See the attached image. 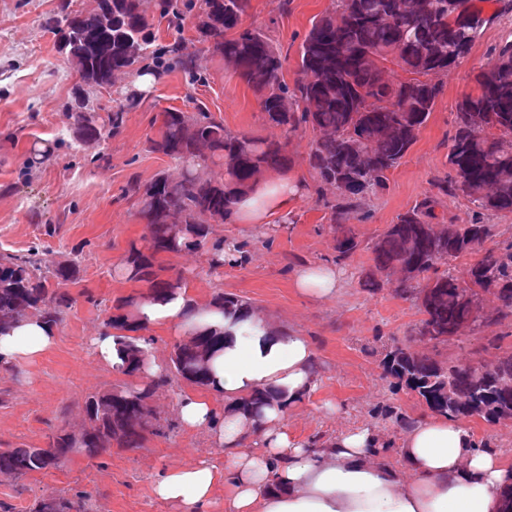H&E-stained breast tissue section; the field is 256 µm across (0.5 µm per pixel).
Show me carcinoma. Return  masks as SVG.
<instances>
[{"mask_svg": "<svg viewBox=\"0 0 512 512\" xmlns=\"http://www.w3.org/2000/svg\"><path fill=\"white\" fill-rule=\"evenodd\" d=\"M485 0H337L336 8L314 18L300 51L299 74L291 88L283 77L281 51L260 28L243 26L250 0H201L196 30L204 51L224 58L253 89L265 120L293 134L303 128L318 133L308 155L317 180L332 185L338 199L329 202L331 227L341 231L338 258L359 248L347 223L355 218L357 201L385 186L387 173L416 142L441 93L428 80L467 57L484 23ZM160 18L179 33L195 8L193 0H156ZM67 60L75 64L85 84L108 86L118 74L139 71L151 60L182 70L192 82L205 77L196 56L185 52L176 38L164 47L155 44L142 0H112V23L96 8L70 9L59 5L44 21ZM400 75L392 79L391 67ZM476 92L458 104L457 129L448 155L455 171L445 194L460 192L485 210L512 213V41L504 43L495 62L475 76ZM137 106L127 98L108 113V122L93 123L81 97L69 107L81 140L92 145L119 131L124 114ZM149 149L176 161L177 179L163 173L148 183L133 179L127 192L137 198L147 226L141 245L131 244L124 258L125 278L145 282L155 295L184 287L178 274L160 277V254L178 255L186 249L211 254L214 266L224 265V240L211 239V225L231 223L238 195L268 170L286 165L288 141L268 140L250 133H231L203 107L188 117L166 109ZM216 169L206 175L203 170ZM435 199L424 198L390 225L372 246L373 266L365 283L379 288L394 268L405 272L395 292L415 294L423 318L418 335L446 343L461 336L459 326L470 308L459 299L462 290L481 302L493 292L498 316H512V242L488 250L464 269L459 278L447 263L482 247L491 234L487 224L432 223ZM188 224L191 231L175 236L172 225ZM72 261H54L39 251L24 256L0 255V333L21 317L34 315L51 326L63 320L73 299L64 286L76 279ZM216 308L225 315L247 307L242 300L219 294ZM220 347V337L204 331L175 346L171 359L175 377L206 387L207 360ZM387 375L415 393L432 412L454 418L479 417L498 424L494 404L498 382L512 381V353L497 358L494 370L454 360L443 368L409 347L395 346L383 361ZM161 376L144 387L121 385L88 396L85 402L86 439L82 449L94 456L117 445L137 448L145 433H164V426L141 420L140 408L167 384ZM67 433L52 437L46 448H13L0 452V473L22 479L50 469L45 460L68 454ZM33 512H89L83 500L42 499Z\"/></svg>", "mask_w": 512, "mask_h": 512, "instance_id": "1", "label": "carcinoma"}]
</instances>
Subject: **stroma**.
I'll return each mask as SVG.
<instances>
[{"instance_id":"obj_1","label":"stroma","mask_w":512,"mask_h":512,"mask_svg":"<svg viewBox=\"0 0 512 512\" xmlns=\"http://www.w3.org/2000/svg\"><path fill=\"white\" fill-rule=\"evenodd\" d=\"M58 3L0 0V253L22 255L36 246L58 261L76 259L79 270L67 286L76 302L57 329L55 345L33 360L0 367V451L43 448L61 429L79 431L87 396L126 382L96 359L90 342L104 331L119 298L148 290L145 283L117 275L115 267L146 232L136 198L125 193L128 182H146L161 172L176 178L181 172L169 157L149 149L148 140L158 130L154 119L164 109L191 114L202 106L226 130L288 141L287 170L301 181L302 191L287 216L260 225H215V237L241 245L243 256L236 261L214 267L207 252L194 250L162 257L161 264L182 274L189 297L199 304L222 292L231 294L309 338L317 383L288 417L296 437L322 443L345 429L368 425L397 449L405 422L429 417L430 411L386 377L383 359L391 347L408 346L440 363L489 364L512 352V317L483 322L461 339L434 345L416 335L421 312L415 300L399 297L389 284L378 289L362 285L372 264L370 243L427 196L437 200L438 223L470 224L479 218L491 226L486 248L512 242V213L481 215L468 197L439 190L454 175L448 152L457 104L475 91L474 74L512 40V12H499L486 0L485 22L468 58L433 74L442 93L385 186L360 199L350 227L362 246L341 260L326 207L337 191L319 184L308 163L316 137L312 129L288 137L266 124L254 91L222 57L203 52L190 24L182 38L187 52L196 55L205 82L194 84L180 70L153 65L149 71L155 82L140 94L132 74L117 75L108 86H87L41 25ZM333 6L334 0H251L244 23L261 28L286 55L284 79L291 84L313 19ZM79 93L89 98L99 123L129 95H136L138 105L125 113L116 134L89 146L67 117ZM315 262L340 269L336 298L316 300L294 288V270ZM194 390L177 378L159 390L151 407L168 430L163 436L146 435L141 447L114 448L92 459L75 453L60 468L23 479L0 474V506L6 512H32L44 498L85 495L90 512H178L154 496L155 476L201 459L224 462L207 432L184 428L176 415V399Z\"/></svg>"}]
</instances>
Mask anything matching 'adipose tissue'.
Wrapping results in <instances>:
<instances>
[{
  "label": "adipose tissue",
  "mask_w": 512,
  "mask_h": 512,
  "mask_svg": "<svg viewBox=\"0 0 512 512\" xmlns=\"http://www.w3.org/2000/svg\"><path fill=\"white\" fill-rule=\"evenodd\" d=\"M299 193L288 175L260 176L242 195L234 221L266 223ZM293 283L303 295L330 299L340 274L330 264H308L295 270ZM138 315L144 325H164L183 337L204 326L224 335L223 350L210 362L208 397L188 394L176 404L185 427L209 432L224 464L176 467L153 484L154 495L180 512H207L221 484L229 490L227 512H499L503 492L512 487V469L498 451L476 449L467 427L445 415L405 428L395 465L368 426L322 444L296 438L288 414L315 385L314 349L307 337L274 326L259 311L228 317L179 292L143 300ZM55 340L54 328L24 318L0 335V362L32 359ZM258 393L267 397L260 417L239 411L240 401Z\"/></svg>",
  "instance_id": "obj_1"
}]
</instances>
